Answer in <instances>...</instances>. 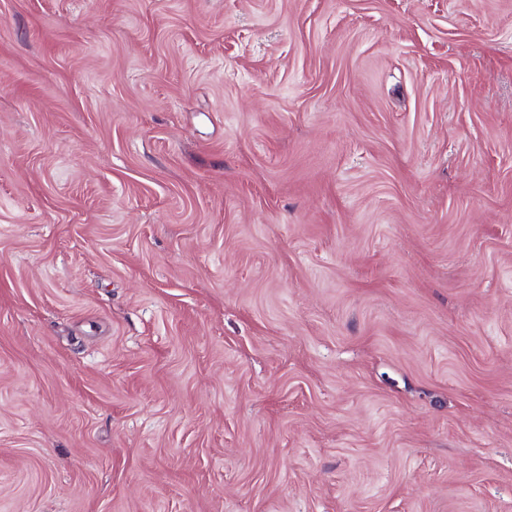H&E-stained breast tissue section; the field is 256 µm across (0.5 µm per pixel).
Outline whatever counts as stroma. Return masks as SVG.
<instances>
[{"label":"stroma","instance_id":"35a3bbf8","mask_svg":"<svg viewBox=\"0 0 512 512\" xmlns=\"http://www.w3.org/2000/svg\"><path fill=\"white\" fill-rule=\"evenodd\" d=\"M0 512H512V0H0Z\"/></svg>","mask_w":512,"mask_h":512}]
</instances>
